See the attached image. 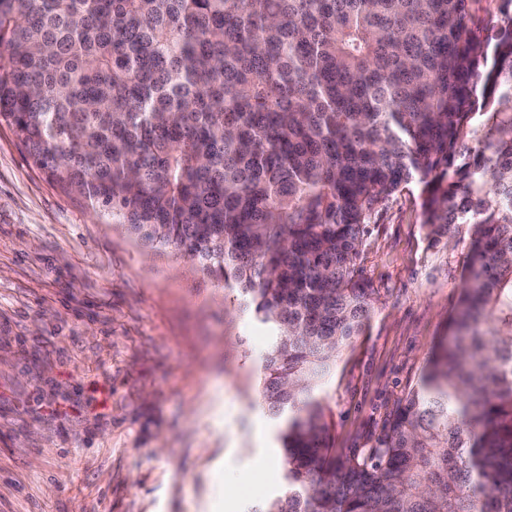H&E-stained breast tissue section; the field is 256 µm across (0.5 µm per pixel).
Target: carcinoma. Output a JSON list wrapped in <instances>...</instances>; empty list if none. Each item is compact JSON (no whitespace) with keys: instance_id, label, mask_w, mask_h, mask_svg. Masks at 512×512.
I'll return each mask as SVG.
<instances>
[{"instance_id":"cac0c4a2","label":"carcinoma","mask_w":512,"mask_h":512,"mask_svg":"<svg viewBox=\"0 0 512 512\" xmlns=\"http://www.w3.org/2000/svg\"><path fill=\"white\" fill-rule=\"evenodd\" d=\"M0 0V124L67 195L272 333L283 490L251 512H512V0ZM421 187L468 245L450 334L377 445L314 391L373 312L368 225Z\"/></svg>"}]
</instances>
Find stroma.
<instances>
[{
	"instance_id": "1",
	"label": "stroma",
	"mask_w": 512,
	"mask_h": 512,
	"mask_svg": "<svg viewBox=\"0 0 512 512\" xmlns=\"http://www.w3.org/2000/svg\"><path fill=\"white\" fill-rule=\"evenodd\" d=\"M422 220L411 183L364 237L373 314L318 392L336 455L375 445L459 303L467 231L434 247ZM269 342L235 293L64 194L0 126V512H249L282 484Z\"/></svg>"
}]
</instances>
